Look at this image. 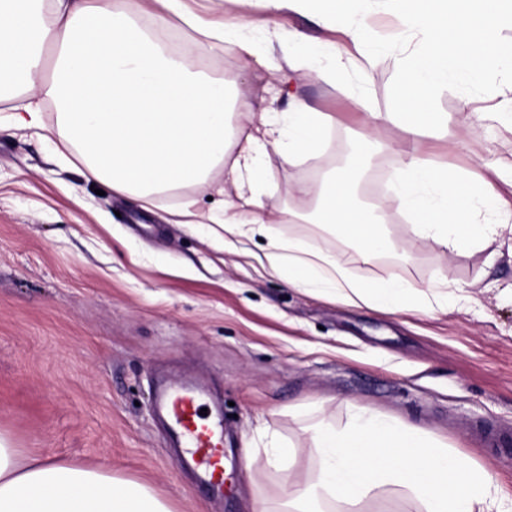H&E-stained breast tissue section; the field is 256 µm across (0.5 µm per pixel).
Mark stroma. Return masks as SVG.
I'll return each instance as SVG.
<instances>
[{"mask_svg": "<svg viewBox=\"0 0 512 512\" xmlns=\"http://www.w3.org/2000/svg\"><path fill=\"white\" fill-rule=\"evenodd\" d=\"M215 19L280 44L254 0H195ZM386 0H362L359 17L386 40V60L328 84L302 71H270L239 59L232 46L196 44L198 62L234 81L254 111L289 112L302 102L328 115L327 146L289 164L273 151L253 195L266 206L308 212L293 193L335 167L350 131L369 113L397 105L403 35ZM302 33L293 54L343 46L309 14L290 15ZM505 75L486 84L449 79L433 100L444 119L421 142L440 166L472 179L483 162L512 160V125L492 116ZM28 97L0 102V435L30 456H47L148 485L172 512H279L300 472L314 464L312 426H342L363 407L434 433L458 455L487 468L498 494L512 498V230L500 255L468 247L447 254L415 235L398 199L378 183L403 164L400 127L381 129V149L365 169L362 199L384 203L397 248L392 263L367 259L314 224L281 223V240H306L336 253L355 279L399 277L420 292L419 308L385 312L289 287L257 256L259 238L178 223L189 200L199 213L223 209L220 195L193 188L151 203L92 187L77 159L59 157L34 131L11 125ZM464 289L466 304H440L435 283ZM165 385L200 392L222 415L224 461L234 484L214 498L194 472L177 466L155 409ZM296 448L293 461L264 463L271 443ZM257 463L246 468L244 455Z\"/></svg>", "mask_w": 512, "mask_h": 512, "instance_id": "1", "label": "stroma"}]
</instances>
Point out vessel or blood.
Returning <instances> with one entry per match:
<instances>
[{
	"label": "vessel or blood",
	"instance_id": "1",
	"mask_svg": "<svg viewBox=\"0 0 512 512\" xmlns=\"http://www.w3.org/2000/svg\"><path fill=\"white\" fill-rule=\"evenodd\" d=\"M161 404L174 427L182 447L188 448L203 471V480L213 491L224 488V422L211 420L200 413L193 393L170 390L163 394Z\"/></svg>",
	"mask_w": 512,
	"mask_h": 512
}]
</instances>
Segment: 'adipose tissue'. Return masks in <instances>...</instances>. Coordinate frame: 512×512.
<instances>
[{
	"label": "adipose tissue",
	"mask_w": 512,
	"mask_h": 512,
	"mask_svg": "<svg viewBox=\"0 0 512 512\" xmlns=\"http://www.w3.org/2000/svg\"><path fill=\"white\" fill-rule=\"evenodd\" d=\"M162 18L175 17L199 35L233 44L240 55L266 58L270 44L241 26L217 25L191 11L186 0H152ZM284 28L289 14L315 11L319 21L339 30L365 66L381 60L382 43L356 20L359 0H256ZM410 45L397 62V112L370 113L362 135L370 149L383 125L405 133V163L393 191L410 218L414 234L449 250L467 245L491 249L498 227L512 214L503 211L495 184L505 171L486 164L481 184H470L454 169H439L418 141L437 126L431 102L449 78L481 85L495 68L512 70V42L500 32L512 26L507 0H390ZM56 53V77L43 80V50ZM288 63L320 80L336 83L350 65L341 53L294 56ZM23 83L30 97L13 113L16 126L44 128L59 154L76 156L87 179L107 182L114 191L151 202L187 187L234 192L233 218L211 216L221 228L256 227L268 240L266 260L289 286L325 291L351 304L389 312L413 309L416 288L398 278L365 284L349 278L334 253L303 240H279L272 217L256 208L252 189L262 176L260 156L279 150L288 163L319 156L327 117L296 105L287 127L270 115L259 124L232 131L227 108L236 88L201 70L191 47L171 49L165 32L148 27L114 0H0V80ZM58 100L57 123L45 126L36 98ZM235 158H228L229 146ZM232 165L230 186L215 185L213 171ZM355 170L327 172L316 205L305 219L334 232L368 257L393 250L380 207L357 200ZM316 465L290 493L292 512H323L344 504L364 512L367 503L396 488L419 512H504L490 473L456 456L424 429L375 414L354 412L341 428L318 425L311 434ZM0 512H170L153 490L88 467L51 457L24 455L0 438Z\"/></svg>",
	"instance_id": "ef3b65f1"
}]
</instances>
